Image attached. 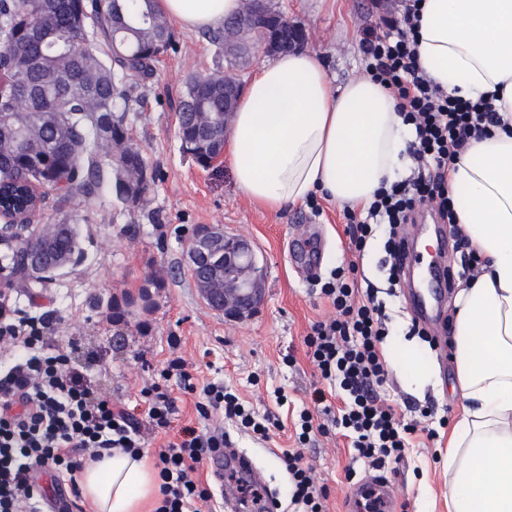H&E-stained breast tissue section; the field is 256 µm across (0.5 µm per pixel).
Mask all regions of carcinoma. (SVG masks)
<instances>
[{"label":"carcinoma","instance_id":"carcinoma-1","mask_svg":"<svg viewBox=\"0 0 512 512\" xmlns=\"http://www.w3.org/2000/svg\"><path fill=\"white\" fill-rule=\"evenodd\" d=\"M9 24L0 65L13 83L0 101V212L6 218L41 210L48 190L79 205L99 194L102 166L122 203L148 188V168L125 122L129 88L151 76L159 48L173 32L156 0H0ZM224 81L200 74L186 81L179 106L181 149L208 167L224 145ZM82 256L75 228L66 225L6 248L14 287L31 293L54 271ZM149 280L138 296L112 303L154 307Z\"/></svg>","mask_w":512,"mask_h":512}]
</instances>
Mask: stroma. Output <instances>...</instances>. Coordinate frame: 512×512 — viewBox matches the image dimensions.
I'll return each mask as SVG.
<instances>
[{
	"label": "stroma",
	"mask_w": 512,
	"mask_h": 512,
	"mask_svg": "<svg viewBox=\"0 0 512 512\" xmlns=\"http://www.w3.org/2000/svg\"><path fill=\"white\" fill-rule=\"evenodd\" d=\"M289 20L302 26L307 49L319 52L326 74L336 86L363 76L360 40L364 30L380 18L400 16L404 0H281ZM174 46L158 63L149 79L131 93L127 120L134 146L143 154L152 179L143 197L134 204L115 198L110 183L98 196L80 206L50 202L39 218L43 224L75 225L84 256L50 274L44 288L18 294L17 305L28 313H47L57 321V342L76 343L73 364L86 372L95 391L133 408L144 421L143 385L158 379L172 353L190 365L196 384L221 383L249 401L258 415H279L285 429L261 442L223 422L220 413L209 418L198 414L193 395L179 382L169 381L175 410L167 435L158 443L177 437L190 425L206 432L223 426L236 448L260 469L265 487L282 502L290 500L288 473L281 460L288 447V430L298 411L308 403L313 380L304 358L303 338L310 324L330 316L320 293L319 279L336 266L353 260L344 234L342 210L326 200L317 206L291 204L271 210L246 198L236 187L228 156L207 169L183 154L178 137L177 105L187 78L206 74L223 65V57L202 32L174 27ZM196 224H220L227 231L248 238L263 273L265 298L248 319L231 321L210 310L187 272L186 237ZM310 226L322 248L318 280H305L297 272L289 245L298 226ZM385 232H378L359 259V270L378 291L389 315L388 334L381 349L388 370L382 394L397 404L405 420H422L436 429V439L419 434L403 463L390 480L398 488L389 512H448V475L444 458L448 436L461 412L463 398L454 391L455 362L443 358L428 342H421L416 372L424 386L411 384L403 368L408 357L412 312L405 291L390 288L383 266ZM160 281L154 289V308L133 311L120 321L110 318L113 300L137 292L146 279ZM179 348H172L171 337ZM294 354L297 363L283 358ZM282 391L284 404L274 393ZM431 414L421 418L420 407ZM318 483L330 491L327 512H353L348 494L353 485L349 470L358 479L369 471L356 460L347 438L339 431L315 435L303 451Z\"/></svg>",
	"instance_id": "obj_1"
}]
</instances>
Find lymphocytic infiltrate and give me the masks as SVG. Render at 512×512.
Listing matches in <instances>:
<instances>
[{
    "label": "lymphocytic infiltrate",
    "mask_w": 512,
    "mask_h": 512,
    "mask_svg": "<svg viewBox=\"0 0 512 512\" xmlns=\"http://www.w3.org/2000/svg\"><path fill=\"white\" fill-rule=\"evenodd\" d=\"M418 3L406 0L400 19L368 28L362 39L367 74L394 96L405 124L415 132L411 150L417 174L382 186L363 211L346 213L345 234L352 252L362 253L378 226L388 227L385 247L393 287L401 284L403 275L398 263L405 247L399 238L401 225L424 207L444 223H455L448 195L451 167L471 140L503 121L493 96L472 101L450 95L422 72L416 51ZM358 270L352 261L331 271L321 293L333 313L314 322L303 339L320 385L311 394L312 408L299 413L296 449L282 452L293 512H324L329 496L299 452L316 429L315 413L331 418L330 425L318 428L321 433L333 426L342 429L356 458L381 473L404 460L417 431L416 424L403 421L380 393L388 377L380 350L388 315L376 290L361 286ZM53 331L49 316L20 315L0 305V512H48L50 498L40 476L76 484L84 461L115 449L138 457L149 436L171 426L174 402L158 383L141 390L147 423L139 425L125 404L95 394ZM163 376L176 378L186 392H202L200 415L212 408L223 410L226 420L263 441L281 427L274 416H254L223 385L196 388L182 357L170 359ZM227 438L220 427L203 433L186 426L175 441L159 448L154 455L159 494L153 512H199L201 503L211 501L210 485L195 472L203 461L223 453Z\"/></svg>",
    "instance_id": "obj_1"
}]
</instances>
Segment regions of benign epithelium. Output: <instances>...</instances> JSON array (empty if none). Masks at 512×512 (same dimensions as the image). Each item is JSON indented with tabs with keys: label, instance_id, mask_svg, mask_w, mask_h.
I'll use <instances>...</instances> for the list:
<instances>
[{
	"label": "benign epithelium",
	"instance_id": "7a95c632",
	"mask_svg": "<svg viewBox=\"0 0 512 512\" xmlns=\"http://www.w3.org/2000/svg\"><path fill=\"white\" fill-rule=\"evenodd\" d=\"M260 38L264 53L276 56L285 46L299 49L305 35L295 24H285L282 11L271 7V0H245L243 23L224 39V59L229 66L215 72L224 78V131L237 108L243 84L241 73L250 65L253 43L248 35ZM216 225L199 224L187 237L192 260L189 272L197 280L207 269L224 265V286L203 289L210 306L224 315L243 318L251 314L264 300L262 273L251 243L237 236L224 235L219 240Z\"/></svg>",
	"mask_w": 512,
	"mask_h": 512
}]
</instances>
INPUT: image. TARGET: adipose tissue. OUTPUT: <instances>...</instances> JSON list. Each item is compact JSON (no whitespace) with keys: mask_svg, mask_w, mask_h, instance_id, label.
Segmentation results:
<instances>
[{"mask_svg":"<svg viewBox=\"0 0 512 512\" xmlns=\"http://www.w3.org/2000/svg\"><path fill=\"white\" fill-rule=\"evenodd\" d=\"M188 30L238 14L240 0H157ZM417 56L445 91L497 94L507 127L471 141L448 180L456 224L482 261L460 288L452 336L465 403L445 465L448 512H512V0H422ZM410 135L394 97L364 77L329 82L313 51L262 64L241 95L229 164L246 197L282 208L322 195L372 201L408 164ZM80 486L96 512H144L158 493L145 458L121 450L87 463Z\"/></svg>","mask_w":512,"mask_h":512,"instance_id":"1","label":"adipose tissue"}]
</instances>
